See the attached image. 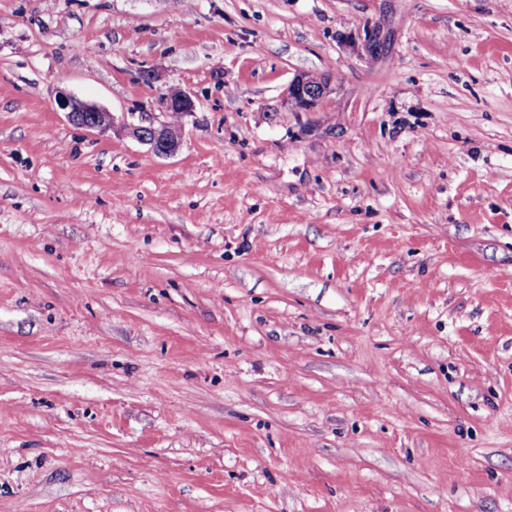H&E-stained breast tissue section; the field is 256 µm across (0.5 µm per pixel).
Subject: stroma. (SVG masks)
Instances as JSON below:
<instances>
[{
  "instance_id": "obj_1",
  "label": "stroma",
  "mask_w": 512,
  "mask_h": 512,
  "mask_svg": "<svg viewBox=\"0 0 512 512\" xmlns=\"http://www.w3.org/2000/svg\"><path fill=\"white\" fill-rule=\"evenodd\" d=\"M0 512H512V0H0ZM327 93L326 83L310 86L306 76H298L291 81L287 89L288 98L298 109L311 111ZM165 97L164 108H161L155 103L157 109L164 115H168V112H175L179 114H189L195 112V101L193 95L178 86L171 85L166 88L163 92ZM55 103L66 113L69 121L79 127L98 134H104L113 127L111 112L84 102L70 93L59 91ZM129 133L143 144L149 145L158 156H170L176 152L181 139V127L168 121L159 122L156 126L149 121L148 125H130Z\"/></svg>"
}]
</instances>
